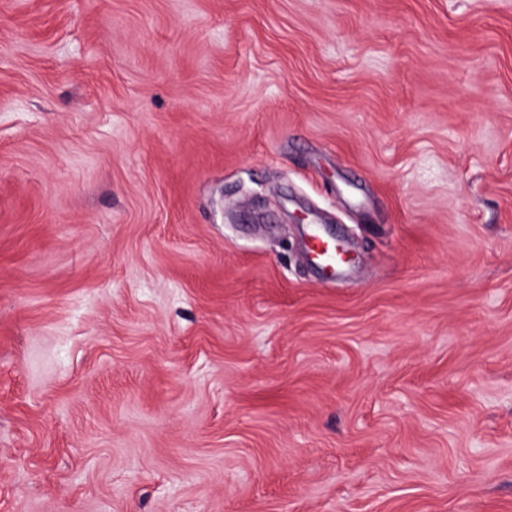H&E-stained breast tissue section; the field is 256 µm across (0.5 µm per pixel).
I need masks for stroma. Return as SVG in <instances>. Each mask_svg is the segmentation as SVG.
I'll use <instances>...</instances> for the list:
<instances>
[{"label":"stroma","mask_w":512,"mask_h":512,"mask_svg":"<svg viewBox=\"0 0 512 512\" xmlns=\"http://www.w3.org/2000/svg\"><path fill=\"white\" fill-rule=\"evenodd\" d=\"M0 512H512V0H0ZM309 237L313 245L310 254L314 262L336 272L345 266L343 256L337 254L334 248L317 233L314 225L310 227Z\"/></svg>","instance_id":"stroma-1"}]
</instances>
